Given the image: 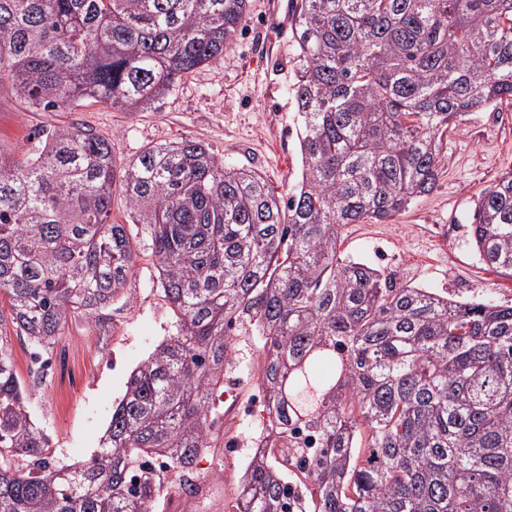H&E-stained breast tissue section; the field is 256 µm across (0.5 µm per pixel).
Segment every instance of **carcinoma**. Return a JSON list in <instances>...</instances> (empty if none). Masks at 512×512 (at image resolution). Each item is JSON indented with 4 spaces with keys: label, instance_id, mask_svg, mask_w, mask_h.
<instances>
[{
    "label": "carcinoma",
    "instance_id": "obj_1",
    "mask_svg": "<svg viewBox=\"0 0 512 512\" xmlns=\"http://www.w3.org/2000/svg\"><path fill=\"white\" fill-rule=\"evenodd\" d=\"M247 0H0V85L31 111L138 112L224 56ZM302 160L288 193L198 141L117 167L89 129L0 151V299L17 335L121 297L151 241L176 332L135 368L90 460L51 465L0 342V512H157L154 466L193 496L241 338L272 431L235 512H512V304L458 302L339 253L434 190L444 137L512 101V0H295ZM474 252L512 279V171L473 201Z\"/></svg>",
    "mask_w": 512,
    "mask_h": 512
}]
</instances>
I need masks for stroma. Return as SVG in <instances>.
<instances>
[{"instance_id":"stroma-1","label":"stroma","mask_w":512,"mask_h":512,"mask_svg":"<svg viewBox=\"0 0 512 512\" xmlns=\"http://www.w3.org/2000/svg\"><path fill=\"white\" fill-rule=\"evenodd\" d=\"M293 0H248V12L234 43L216 64L197 69L163 99L140 112L103 103L29 111L11 84L0 85V151L33 147L41 127L79 124L112 142L117 165L134 161L146 148L194 140L217 159L257 171L287 193L300 178L301 157L290 87L298 55L291 27L277 23L276 9ZM512 169V103L470 113L443 141L435 189L383 223L348 224L340 250L378 265L400 283L464 300L492 297L512 303V281L481 263L469 243L468 216L477 196L502 172ZM113 221L128 225L141 247L122 299L103 316L69 317L54 345L35 350L11 322L0 323L26 390L31 419L52 440L56 464L84 462L98 448L112 411L122 399L133 369L175 332V318L159 283L158 269L143 228L131 223L121 191L112 195ZM253 338L237 346L240 368L224 378L245 404L256 392L248 375L257 367ZM46 360L33 378L35 357ZM241 469L238 455L217 448L205 452L198 471L211 483L209 499L176 500L179 512H234Z\"/></svg>"}]
</instances>
